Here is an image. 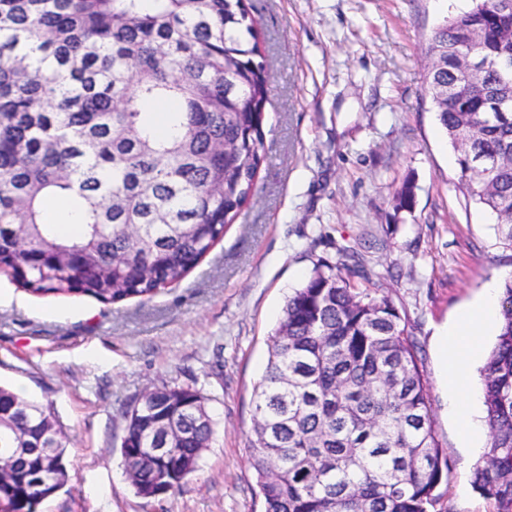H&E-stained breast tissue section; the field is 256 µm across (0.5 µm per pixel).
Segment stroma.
<instances>
[{
    "instance_id": "35a3bbf8",
    "label": "stroma",
    "mask_w": 512,
    "mask_h": 512,
    "mask_svg": "<svg viewBox=\"0 0 512 512\" xmlns=\"http://www.w3.org/2000/svg\"><path fill=\"white\" fill-rule=\"evenodd\" d=\"M265 37L270 96L257 193L178 285L104 305L34 296L0 272V385L46 407L67 485L38 512H260L249 437L253 386L283 308L339 248L379 276L420 349L448 469L434 512H490L448 415L438 337L512 268L494 217L455 190L457 153L427 93L433 32L473 0H246ZM411 209L395 207L403 183ZM202 388L214 422L181 489L135 494L126 410L146 387Z\"/></svg>"
}]
</instances>
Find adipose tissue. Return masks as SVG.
<instances>
[{"label":"adipose tissue","mask_w":512,"mask_h":512,"mask_svg":"<svg viewBox=\"0 0 512 512\" xmlns=\"http://www.w3.org/2000/svg\"><path fill=\"white\" fill-rule=\"evenodd\" d=\"M512 271L501 270L498 277L485 282L479 300L462 311L453 327L440 335V376L447 393L448 410L454 416L463 443L479 450L485 435L481 420L471 410L468 401L472 396L468 366L480 351V338L498 318L499 291L504 279Z\"/></svg>","instance_id":"1"}]
</instances>
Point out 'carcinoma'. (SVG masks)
Wrapping results in <instances>:
<instances>
[{
    "mask_svg": "<svg viewBox=\"0 0 512 512\" xmlns=\"http://www.w3.org/2000/svg\"><path fill=\"white\" fill-rule=\"evenodd\" d=\"M476 41L512 52V8L475 0L429 40L428 91L459 148L458 189L495 215L512 250V94L495 71L465 78ZM263 43L246 0H0V268L35 296L103 304L150 299L180 283L256 192L269 100ZM413 186L395 208H412ZM82 215L59 231L47 205ZM319 261L286 302L254 387L249 440L264 512H431L447 467L433 429L418 347L354 250ZM489 428L473 466L492 512H512V278L501 327L481 369ZM123 461L144 498L197 471L213 422L193 386L146 390L126 413ZM179 433L149 459L154 425ZM56 449L41 454L39 448ZM18 448L0 480L9 512H36L68 479L61 431L43 407L0 388V453Z\"/></svg>",
    "mask_w": 512,
    "mask_h": 512,
    "instance_id": "carcinoma-1",
    "label": "carcinoma"
}]
</instances>
